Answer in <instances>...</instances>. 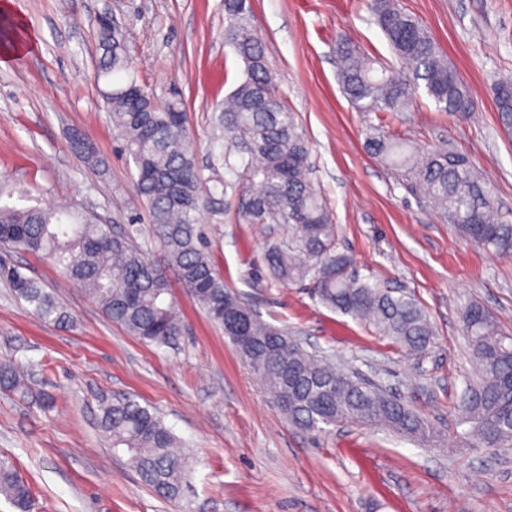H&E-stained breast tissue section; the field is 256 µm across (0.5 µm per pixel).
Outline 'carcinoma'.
I'll return each instance as SVG.
<instances>
[{"label": "carcinoma", "mask_w": 512, "mask_h": 512, "mask_svg": "<svg viewBox=\"0 0 512 512\" xmlns=\"http://www.w3.org/2000/svg\"><path fill=\"white\" fill-rule=\"evenodd\" d=\"M368 8L388 40L398 69H377L347 39L336 41L339 81L358 112H403L424 89L442 112L469 110L470 94L446 55L422 23L399 0H369ZM225 43L245 66L237 84L212 117L216 161L242 184L241 216L247 224H279L287 236L269 242L265 267L276 281L313 284L322 305L366 322L376 335L405 352L419 354L434 335L428 315L411 296L350 274L349 257L338 251L336 225L327 202L310 178L308 142L295 116L277 96L264 47L251 24L246 0H224ZM102 50L98 76L111 89L105 96L113 130L136 169L135 190L146 204L164 264L145 259L143 246L128 232L112 230L82 203L43 204L32 191L0 177V248L47 256L113 322L145 343L164 346L182 334L184 321L169 273L210 320L224 330L257 372L277 407L296 426L320 432L338 423L380 425L427 442L435 434L402 399L365 382L354 372L307 352L286 328L274 326L226 286L199 228L204 196L193 154L187 146V113L178 102L157 103L128 74L126 30L96 23ZM498 120L512 137V75L495 83ZM72 148L90 166L98 164L90 142L76 135ZM368 151L411 181L458 231L483 250L512 256V222L504 219L493 190L465 156L451 148L409 150L379 131ZM14 296L33 314L64 324L69 315L41 281L20 268L0 272ZM463 335L476 363L460 405L468 429L466 448L512 445V333L479 302L459 310ZM0 390H27L24 369L0 362ZM101 430L112 450L127 456L144 485L177 499L193 457L181 449L170 428L149 407L118 396L101 408ZM0 497L16 512H30L31 491L13 463L0 459Z\"/></svg>", "instance_id": "obj_1"}]
</instances>
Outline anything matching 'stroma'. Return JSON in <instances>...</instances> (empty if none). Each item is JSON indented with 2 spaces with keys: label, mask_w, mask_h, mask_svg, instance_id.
Instances as JSON below:
<instances>
[{
  "label": "stroma",
  "mask_w": 512,
  "mask_h": 512,
  "mask_svg": "<svg viewBox=\"0 0 512 512\" xmlns=\"http://www.w3.org/2000/svg\"><path fill=\"white\" fill-rule=\"evenodd\" d=\"M277 95L309 143L312 179L327 198L337 247L354 273L414 297L434 337L416 360L363 322L330 310L309 282L271 280L262 254L279 227L246 224L238 188L214 165L210 119L243 77L224 42V0H13L38 40L0 65V174L38 188L46 203L82 202L124 217L147 260L162 262L147 207L131 209L132 174L105 109L95 18L126 29L129 68L160 103L180 100L201 175L227 186L206 203L201 229L225 282L267 322L292 328L307 350L392 389L435 428L415 443L359 424L308 433L288 421L223 330L184 292L186 328L170 346L142 342L109 321L81 286L42 256L0 251L39 279L71 320L41 321L0 280V360L28 370V396L0 392V458L33 491L32 512H512V447L465 448L456 401L475 372L459 322L481 302L512 329V257L463 239L426 197L365 147L371 127L417 148L464 154L512 218V138L498 123L494 84L512 72V0H400L430 31L471 91L470 110L437 111L418 94L403 112L356 111L343 95L336 40L394 65L366 0H247ZM94 146L89 167L73 135ZM132 395L155 408L194 457L184 495L168 501L141 483L99 427L102 400Z\"/></svg>",
  "instance_id": "35a3bbf8"
}]
</instances>
